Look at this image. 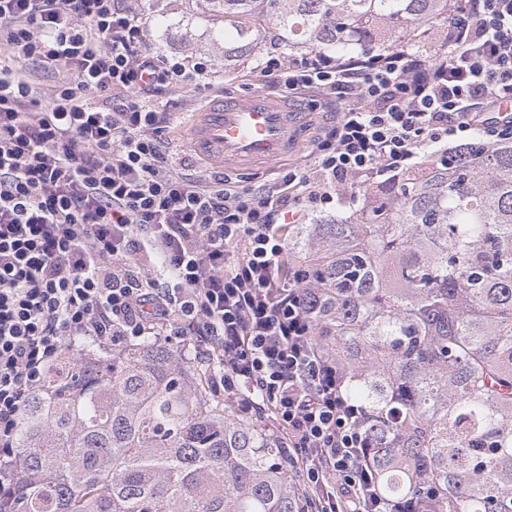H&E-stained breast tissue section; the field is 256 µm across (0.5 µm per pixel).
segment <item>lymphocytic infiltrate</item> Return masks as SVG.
I'll return each instance as SVG.
<instances>
[{"label": "lymphocytic infiltrate", "mask_w": 512, "mask_h": 512, "mask_svg": "<svg viewBox=\"0 0 512 512\" xmlns=\"http://www.w3.org/2000/svg\"><path fill=\"white\" fill-rule=\"evenodd\" d=\"M428 58L399 47L339 63L320 51L259 65L338 112L313 159L239 188L177 173L159 100L209 85L206 59L161 54L134 0H0V485L22 409L48 364L77 344L186 339L215 394L273 412L288 467L316 512H429L430 496L383 497L366 462L363 408L317 342L319 297L281 269L287 224L357 202L451 141L512 136V0H464ZM64 66L36 110L11 56Z\"/></svg>", "instance_id": "obj_1"}]
</instances>
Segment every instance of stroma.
Segmentation results:
<instances>
[{
    "label": "stroma",
    "mask_w": 512,
    "mask_h": 512,
    "mask_svg": "<svg viewBox=\"0 0 512 512\" xmlns=\"http://www.w3.org/2000/svg\"><path fill=\"white\" fill-rule=\"evenodd\" d=\"M141 8L147 15L148 38L161 53L203 57L211 60L216 71L208 87L169 91L162 99L164 111H195L216 93L245 96L263 89L282 94V87L261 77L256 70L273 46L270 39L259 40L250 54L228 61L224 58V40L216 35L224 20L208 11L205 0H142Z\"/></svg>",
    "instance_id": "35a3bbf8"
}]
</instances>
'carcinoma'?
<instances>
[{
  "instance_id": "carcinoma-1",
  "label": "carcinoma",
  "mask_w": 512,
  "mask_h": 512,
  "mask_svg": "<svg viewBox=\"0 0 512 512\" xmlns=\"http://www.w3.org/2000/svg\"><path fill=\"white\" fill-rule=\"evenodd\" d=\"M224 56L274 32L346 61L419 47L462 0H210ZM294 233L322 291L320 345L367 414L380 493L512 512V139L459 145ZM0 512H303L282 441L225 415L154 336L61 356L25 403Z\"/></svg>"
}]
</instances>
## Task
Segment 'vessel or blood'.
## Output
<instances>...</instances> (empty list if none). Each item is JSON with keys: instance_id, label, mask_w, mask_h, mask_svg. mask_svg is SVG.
<instances>
[{"instance_id": "1", "label": "vessel or blood", "mask_w": 512, "mask_h": 512, "mask_svg": "<svg viewBox=\"0 0 512 512\" xmlns=\"http://www.w3.org/2000/svg\"><path fill=\"white\" fill-rule=\"evenodd\" d=\"M303 99H280L259 91L244 99L216 94L190 124V150L204 163L222 168L271 166L299 150L311 130Z\"/></svg>"}]
</instances>
